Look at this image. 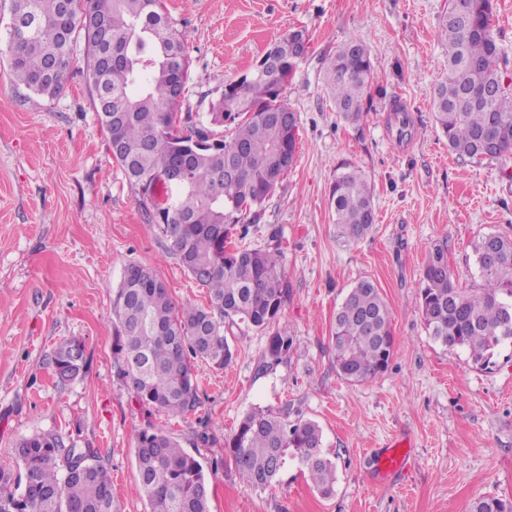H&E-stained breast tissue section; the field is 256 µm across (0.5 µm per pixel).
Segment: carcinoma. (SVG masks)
Listing matches in <instances>:
<instances>
[{"mask_svg":"<svg viewBox=\"0 0 512 512\" xmlns=\"http://www.w3.org/2000/svg\"><path fill=\"white\" fill-rule=\"evenodd\" d=\"M492 0H467L459 15L449 0L438 36L445 47L446 76L436 87L434 120L448 149L470 161H497L512 179V64L492 26ZM7 44L17 83L53 97L64 87L77 42L89 94L105 128L112 158L140 195L153 224L188 274L207 291L205 307H176L156 273L131 262L113 298L117 318L112 357L117 378L135 400L167 416L198 410L196 363L224 368L235 350L228 336L245 326L272 328L290 294L284 254L230 245L249 233L270 191L288 174L296 148L295 114L281 100L292 71L259 70L224 85L211 103L209 124H230L228 139L206 126L181 125L177 106L186 91L188 60L169 26L162 0H12ZM123 52L121 67L99 57L102 37ZM302 30L278 38L266 55L290 60V44ZM374 74L366 48L356 39L341 43L327 60L326 89L341 118L359 123ZM397 137L412 136L406 110L393 106ZM183 155L193 156L185 182L166 175ZM336 231L347 242L372 229L375 209L365 173L346 165L331 186ZM477 288H462L448 266V243L428 251L420 291L421 312L432 338L464 348L479 364L493 350L512 344V239L487 234L476 242ZM334 365L348 382L383 372L393 354L390 309L379 288L364 279L349 289L336 310ZM292 338L278 329L269 337L261 369L288 354ZM77 339L54 348L56 375L76 379L86 359ZM139 484L151 512H209L204 466L161 428H137ZM240 478L265 490L288 461L307 472L324 497L333 495L336 464L322 451V430L311 420L288 422L271 408H253L225 443ZM17 468L0 465V512H120L112 481L98 449L79 448L56 432L20 439L13 448ZM471 512H512V502L481 498Z\"/></svg>","mask_w":512,"mask_h":512,"instance_id":"obj_1","label":"carcinoma"}]
</instances>
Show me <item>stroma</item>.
Wrapping results in <instances>:
<instances>
[{"label": "stroma", "mask_w": 512, "mask_h": 512, "mask_svg": "<svg viewBox=\"0 0 512 512\" xmlns=\"http://www.w3.org/2000/svg\"><path fill=\"white\" fill-rule=\"evenodd\" d=\"M190 61L178 110L208 120L213 99L288 31L309 42L282 94L298 140L288 174L263 202L246 239L280 249L291 285L280 316L293 344L267 372L258 361L269 333H236L232 363L199 364L202 404L177 417L141 407L112 368V298L128 263L151 268L177 305L203 306L204 288L184 270L158 225L148 221L113 159L74 61L62 92L36 96L14 82L6 51L11 0H0V463L21 438L55 431L98 449L121 512H150L137 479L133 431L161 425L199 456L210 512H470L480 497L512 501V344L474 363L428 333L420 309L429 249L448 243L460 285L475 288L474 244L512 238V180L497 162L449 151L433 119L444 79L438 22L448 0H164ZM359 39L374 70L360 126L341 120L323 81L328 57ZM402 104L414 123L398 141L388 119ZM359 167L374 194L372 231L336 235L330 190L337 168ZM372 280L392 313L387 370L359 384L333 362L337 306L358 280ZM80 340L82 375L59 382L48 355ZM311 420L336 463L325 497L295 463L260 490L235 471L225 442L253 408ZM414 445L404 481L371 477L373 449L398 437Z\"/></svg>", "instance_id": "1"}]
</instances>
